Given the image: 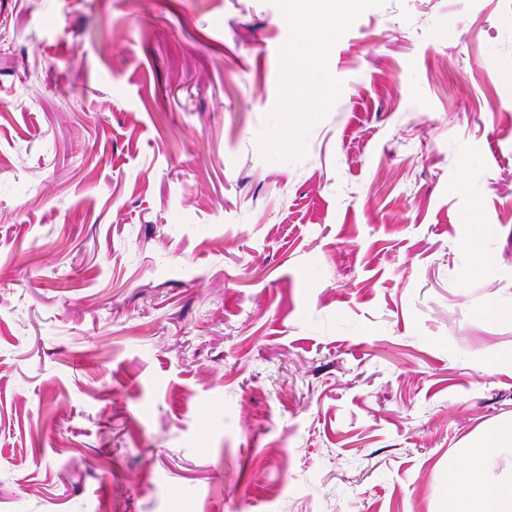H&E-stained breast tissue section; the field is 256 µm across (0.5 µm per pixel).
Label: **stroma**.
Wrapping results in <instances>:
<instances>
[{
    "mask_svg": "<svg viewBox=\"0 0 512 512\" xmlns=\"http://www.w3.org/2000/svg\"><path fill=\"white\" fill-rule=\"evenodd\" d=\"M318 8L0 9V512H449L512 421V0Z\"/></svg>",
    "mask_w": 512,
    "mask_h": 512,
    "instance_id": "stroma-1",
    "label": "stroma"
}]
</instances>
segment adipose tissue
<instances>
[{
    "instance_id": "obj_1",
    "label": "adipose tissue",
    "mask_w": 512,
    "mask_h": 512,
    "mask_svg": "<svg viewBox=\"0 0 512 512\" xmlns=\"http://www.w3.org/2000/svg\"><path fill=\"white\" fill-rule=\"evenodd\" d=\"M481 455L463 470L448 471V497L455 512H512V472H501L497 461L512 457V423L484 435Z\"/></svg>"
}]
</instances>
